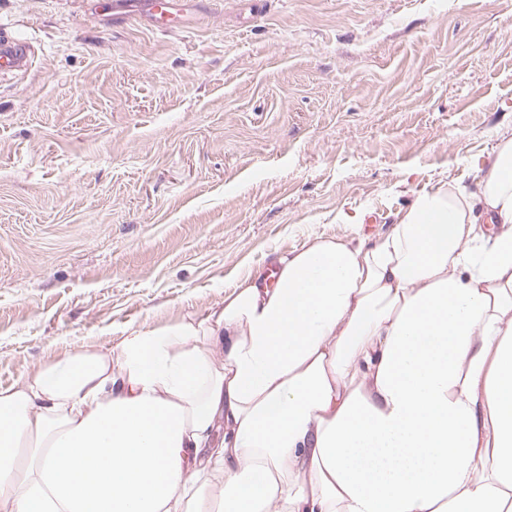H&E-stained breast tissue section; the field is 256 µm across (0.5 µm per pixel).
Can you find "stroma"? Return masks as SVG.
<instances>
[{
	"instance_id": "35a3bbf8",
	"label": "stroma",
	"mask_w": 512,
	"mask_h": 512,
	"mask_svg": "<svg viewBox=\"0 0 512 512\" xmlns=\"http://www.w3.org/2000/svg\"><path fill=\"white\" fill-rule=\"evenodd\" d=\"M0 0V389L390 232L512 130V0ZM363 223L344 224L345 214ZM28 65L27 47L3 31L0 34V72L19 71Z\"/></svg>"
}]
</instances>
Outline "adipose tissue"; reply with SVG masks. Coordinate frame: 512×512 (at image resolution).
I'll list each match as a JSON object with an SVG mask.
<instances>
[{
  "mask_svg": "<svg viewBox=\"0 0 512 512\" xmlns=\"http://www.w3.org/2000/svg\"><path fill=\"white\" fill-rule=\"evenodd\" d=\"M277 265L0 389V512H512V131Z\"/></svg>",
  "mask_w": 512,
  "mask_h": 512,
  "instance_id": "adipose-tissue-1",
  "label": "adipose tissue"
}]
</instances>
